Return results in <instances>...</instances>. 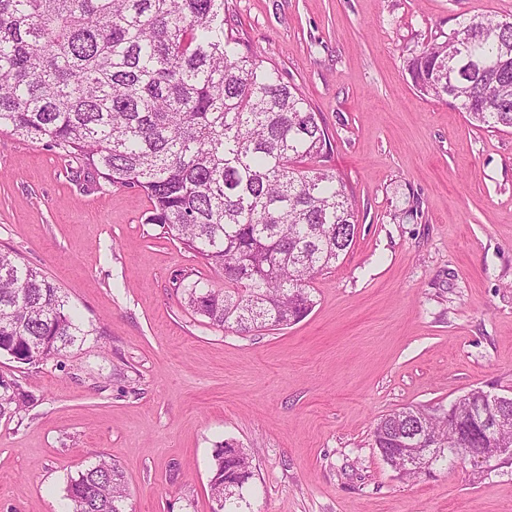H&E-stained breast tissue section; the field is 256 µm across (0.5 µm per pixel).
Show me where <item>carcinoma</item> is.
I'll list each match as a JSON object with an SVG mask.
<instances>
[{"mask_svg":"<svg viewBox=\"0 0 512 512\" xmlns=\"http://www.w3.org/2000/svg\"><path fill=\"white\" fill-rule=\"evenodd\" d=\"M224 0H0V131L45 143L113 186L144 194L147 223L204 261L224 287L182 277L207 325L280 330L311 312L310 283L350 248L357 215L336 174L302 163L330 138L298 89L239 49ZM424 96L451 100L489 131L512 129V20L464 19L407 62ZM82 329L41 270L0 252V354L38 367ZM26 395L0 387V417ZM375 448H417L432 476L460 448L512 445V397L482 390L445 408L382 416ZM210 512H241L252 462L213 451ZM122 466L99 460L69 479L66 512H132Z\"/></svg>","mask_w":512,"mask_h":512,"instance_id":"obj_1","label":"carcinoma"}]
</instances>
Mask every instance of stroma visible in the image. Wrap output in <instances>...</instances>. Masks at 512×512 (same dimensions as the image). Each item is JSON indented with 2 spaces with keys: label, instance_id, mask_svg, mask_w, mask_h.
Returning a JSON list of instances; mask_svg holds the SVG:
<instances>
[{
  "label": "stroma",
  "instance_id": "obj_1",
  "mask_svg": "<svg viewBox=\"0 0 512 512\" xmlns=\"http://www.w3.org/2000/svg\"><path fill=\"white\" fill-rule=\"evenodd\" d=\"M242 52L320 113L327 168L358 224L279 331L213 329L183 275L209 267L147 223L149 202L0 132V251L67 294L86 336L34 368L0 418V512H64L70 476L109 453L135 512H210L213 450L245 448V512H512V463L416 481L373 448L383 415L512 394V132L421 95L406 61L512 0H226Z\"/></svg>",
  "mask_w": 512,
  "mask_h": 512
}]
</instances>
